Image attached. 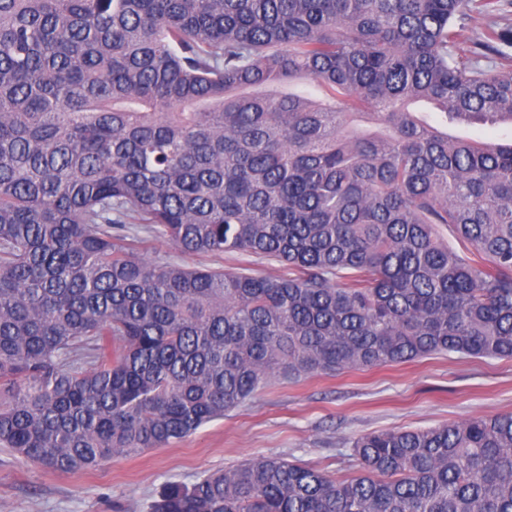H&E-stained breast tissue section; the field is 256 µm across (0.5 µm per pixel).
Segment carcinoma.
Returning <instances> with one entry per match:
<instances>
[{
    "mask_svg": "<svg viewBox=\"0 0 512 512\" xmlns=\"http://www.w3.org/2000/svg\"><path fill=\"white\" fill-rule=\"evenodd\" d=\"M511 4L0 0V445L68 475L275 377L512 359V144L409 110L512 123ZM298 80L325 99L243 93ZM135 224L282 270L151 259ZM350 449L349 478L263 456L152 510L512 512V413Z\"/></svg>",
    "mask_w": 512,
    "mask_h": 512,
    "instance_id": "1",
    "label": "carcinoma"
}]
</instances>
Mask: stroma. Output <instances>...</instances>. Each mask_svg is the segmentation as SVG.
Segmentation results:
<instances>
[{
  "instance_id": "obj_1",
  "label": "stroma",
  "mask_w": 512,
  "mask_h": 512,
  "mask_svg": "<svg viewBox=\"0 0 512 512\" xmlns=\"http://www.w3.org/2000/svg\"><path fill=\"white\" fill-rule=\"evenodd\" d=\"M139 253L191 267L261 269L247 254L185 255L142 235ZM512 412V359L438 354L394 366L273 379L245 405L164 448L118 457L60 476L0 447V512H151L164 487L189 484L260 456H280L344 477L354 473L351 441L392 429H420Z\"/></svg>"
}]
</instances>
